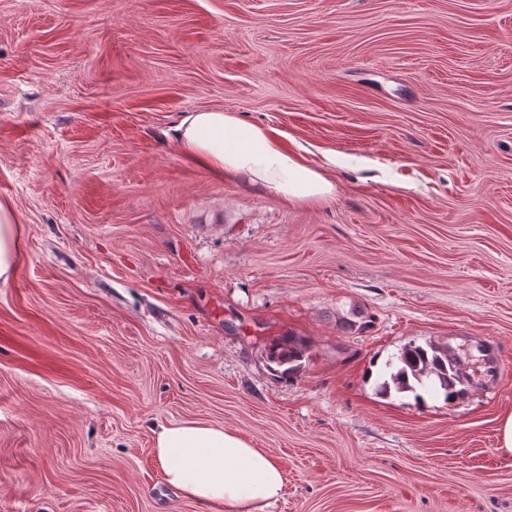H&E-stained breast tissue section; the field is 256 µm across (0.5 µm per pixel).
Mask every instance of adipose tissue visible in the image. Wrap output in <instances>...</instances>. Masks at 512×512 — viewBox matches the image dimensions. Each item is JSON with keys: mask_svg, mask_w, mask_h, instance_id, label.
Wrapping results in <instances>:
<instances>
[{"mask_svg": "<svg viewBox=\"0 0 512 512\" xmlns=\"http://www.w3.org/2000/svg\"><path fill=\"white\" fill-rule=\"evenodd\" d=\"M182 154L216 173H233L292 203L320 200L332 183L281 147L263 126L220 109L187 114L175 126ZM21 226L15 205L0 199V286L14 277ZM154 456L165 480L201 512H263L279 497L283 472L264 449L238 433L188 419L157 431Z\"/></svg>", "mask_w": 512, "mask_h": 512, "instance_id": "obj_1", "label": "adipose tissue"}]
</instances>
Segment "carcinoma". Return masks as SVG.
Wrapping results in <instances>:
<instances>
[{
    "mask_svg": "<svg viewBox=\"0 0 512 512\" xmlns=\"http://www.w3.org/2000/svg\"><path fill=\"white\" fill-rule=\"evenodd\" d=\"M302 358L301 343L291 338L272 340L265 354L269 370L282 375H290L297 370ZM386 368L388 372L380 376L378 382L382 393L388 394L393 389L412 392L420 400L423 396L417 393V388H425L430 382L443 391L446 399L452 400L461 394L457 386L466 381L461 370V358L448 347L441 348L432 343L408 345L396 361L386 363Z\"/></svg>",
    "mask_w": 512,
    "mask_h": 512,
    "instance_id": "carcinoma-1",
    "label": "carcinoma"
}]
</instances>
